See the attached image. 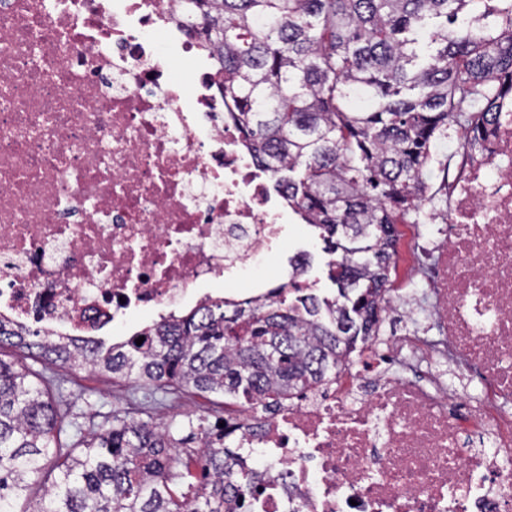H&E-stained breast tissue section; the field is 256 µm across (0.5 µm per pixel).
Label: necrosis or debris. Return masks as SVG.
<instances>
[{
  "instance_id": "1",
  "label": "necrosis or debris",
  "mask_w": 512,
  "mask_h": 512,
  "mask_svg": "<svg viewBox=\"0 0 512 512\" xmlns=\"http://www.w3.org/2000/svg\"><path fill=\"white\" fill-rule=\"evenodd\" d=\"M178 0H0V318L63 338L133 313L260 303L303 276L286 191L224 114ZM192 63L194 78L162 61ZM402 242L435 335L373 336L332 378L224 416L254 484L227 512H512V93ZM478 373L462 396L435 372Z\"/></svg>"
}]
</instances>
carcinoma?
Returning <instances> with one entry per match:
<instances>
[{"label":"carcinoma","instance_id":"carcinoma-1","mask_svg":"<svg viewBox=\"0 0 512 512\" xmlns=\"http://www.w3.org/2000/svg\"><path fill=\"white\" fill-rule=\"evenodd\" d=\"M180 3L246 147L328 254L348 242L327 263L338 297L205 302L109 346L0 319V351H19L0 358V512H226L224 428L131 407L70 434L47 365L242 410L328 381L380 319L395 225L420 223L436 141L512 90V0Z\"/></svg>","mask_w":512,"mask_h":512}]
</instances>
